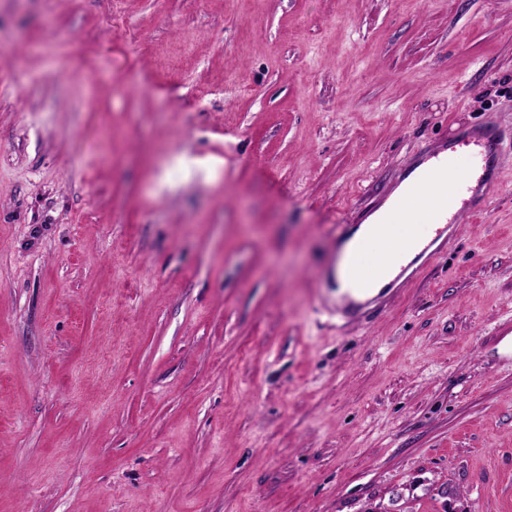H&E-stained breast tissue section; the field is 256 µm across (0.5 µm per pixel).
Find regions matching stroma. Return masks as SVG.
<instances>
[{
    "label": "stroma",
    "mask_w": 512,
    "mask_h": 512,
    "mask_svg": "<svg viewBox=\"0 0 512 512\" xmlns=\"http://www.w3.org/2000/svg\"><path fill=\"white\" fill-rule=\"evenodd\" d=\"M0 512H512V0H0ZM493 122L362 321L352 235ZM476 146L480 147V153H485L486 155H491L497 151L498 146L500 145L498 139V132L496 128H491L490 130L484 131H476L472 134H468L464 137L461 143L458 146ZM450 221L447 220L445 224H437L433 238L426 244H423L418 251L404 254L400 262L401 265H406L413 256L416 255L411 262L401 269L397 277H402L407 274L404 278L406 281H410L415 277L417 271H415L414 266L420 261H425L433 257L445 241L450 239L454 228V224L450 223Z\"/></svg>",
    "instance_id": "stroma-1"
}]
</instances>
